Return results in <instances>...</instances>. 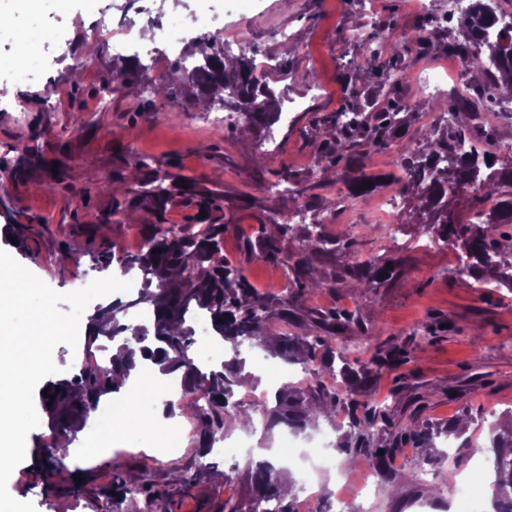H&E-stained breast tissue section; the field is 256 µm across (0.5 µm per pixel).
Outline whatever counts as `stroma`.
<instances>
[{"label": "stroma", "instance_id": "obj_1", "mask_svg": "<svg viewBox=\"0 0 512 512\" xmlns=\"http://www.w3.org/2000/svg\"><path fill=\"white\" fill-rule=\"evenodd\" d=\"M451 0H0V83L13 85V100L0 101V167L15 166L25 152L36 151L61 160L66 170L56 184L47 169L29 167L15 183L0 186V250L53 290L70 293L91 282L119 276L118 257L135 251L144 239V226L153 215L149 204L136 209L138 223L110 225L106 236L94 233L97 218L112 209V179L131 174L139 163L154 167L174 164L187 184L219 193L229 229L224 235L225 260L242 269L250 284L272 298L295 291L289 267L248 257L245 243L261 225L282 221L296 205L305 206L336 242L333 253L311 249L305 225H295L284 243L288 254L310 253L318 277L328 288L305 294L289 323L272 322V333L301 336L313 333L310 312L353 316L354 322L337 333L333 348L350 346V359L367 360L375 348L405 347L409 361L384 371L373 385L375 402L385 405L395 420L419 418L432 425L467 421L465 433L453 448L463 473L477 472L475 449L487 447L490 414L512 409V292L504 288H476L458 274L452 247L427 245L423 217L411 196H404L389 219L396 239L372 234L368 225L379 220L384 194L402 176L400 147L418 151L426 146L428 128L439 135L464 130L479 140H500L501 162H512V112L494 114V102L482 96L481 82L468 71L455 73L445 89H421L417 75L429 67H453L449 42L462 40L459 25L447 19ZM142 30L185 29L190 37L214 35L239 28L258 60H287L289 75L276 83L288 101V121L278 127L277 142L266 133L241 132L235 113L215 117L198 106L174 115L155 111L151 87L158 74L142 68L137 80L123 84L112 78L116 52L85 39L87 30L118 35L130 21ZM425 26L432 40L421 51H409L398 64L402 76L393 89L383 88L375 76L387 56L374 57L368 44L385 36H400ZM59 85L64 97L49 92ZM419 97L435 101L434 123H426L411 104ZM394 99L405 136L386 141L369 160L360 147L337 142L344 159L331 173L314 165L316 146L336 140V117L348 109L368 115L377 105ZM476 102V119L447 124L444 113L458 100ZM495 123H487L489 115ZM378 176L376 188L355 199L348 181L361 175ZM290 176L292 190L278 185ZM111 265L100 270L99 254ZM395 263L393 277L370 288L338 280L352 260ZM245 370L254 379L235 401L261 419L273 406L269 375L297 383L301 367L274 356L262 347L242 343ZM142 382L134 374L127 389L105 393L116 405L133 403L144 432H124L113 453L95 450V439L110 436L96 413L77 419L64 431L48 417L26 440V457L12 472L7 488L12 497L31 502L36 512H224L225 503L248 506L252 485L251 460L279 455L291 441L307 455L305 465H290L292 481L310 469L311 483L336 489V470L345 456L337 444L345 424L343 414L321 422L313 431L293 437L284 429L233 430L210 454L199 457L195 442L182 452H165V427L160 405L171 399L161 386L149 401L136 399ZM68 442L65 469L90 480L88 493H66L46 485L40 469L51 440ZM426 452L405 443L391 460L398 493L375 496L366 512H466L465 502H450L433 493L448 482L447 460L425 464ZM133 469L151 495L125 497L112 491V465ZM192 478L184 487L183 478Z\"/></svg>", "mask_w": 512, "mask_h": 512}]
</instances>
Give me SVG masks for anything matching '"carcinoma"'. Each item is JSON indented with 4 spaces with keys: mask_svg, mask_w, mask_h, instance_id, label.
Segmentation results:
<instances>
[{
    "mask_svg": "<svg viewBox=\"0 0 512 512\" xmlns=\"http://www.w3.org/2000/svg\"><path fill=\"white\" fill-rule=\"evenodd\" d=\"M497 24L495 4L477 0L473 9L464 15L466 36L463 41L448 45V50L457 53L466 61V66L477 69L488 83V95L497 91L512 90V43L493 40L490 30ZM428 41L423 28L412 29L402 38L389 41L385 49L391 56L400 58L403 52ZM207 51L202 53V63L188 74L181 68L178 78L160 76L153 93L160 99L161 108L167 112H185L200 102L212 105L221 103L245 116L246 127L264 129L278 100L271 81L259 75L255 59L242 53L235 67L224 64V54L218 50L216 39L204 41ZM141 65L134 59L114 63L116 79H127L136 74ZM344 121L341 133H360L366 146V156H371L384 140L400 136L401 123L397 113H386L380 122L369 125L357 111L342 112ZM464 132L451 141L438 139L429 144L422 156L402 155L403 170L410 175L405 188L420 194L432 208L448 207V196L460 189L478 185L486 195L499 197V209L488 215L481 224L464 221L443 213L439 220L425 225L426 233L446 243H461L464 265L459 272L471 278L477 285L503 287L512 292V247L504 242L512 241V165L498 164V156L491 160L478 161L458 155L457 147ZM341 156L335 148L326 144L315 155V164L335 166ZM180 176L167 170L153 168L147 163L139 167L135 181L139 186H153L146 192L155 221L147 225L145 246L135 253H127L120 259V271L127 273L137 269L143 273L140 288L126 302L111 303L96 310L91 323L102 327L100 334H89L83 346H96L99 336L110 340L122 337L118 352L112 355L110 366L98 370H83L72 381L55 384L46 401L50 406L46 412L57 427L65 428L68 422L87 411L102 394L114 390L117 377L126 378L135 368V351L131 342L141 345V354L156 359V363L167 374L180 373L181 396L178 402L167 404L165 415L171 416L177 408L194 406L204 402L200 422L198 453L204 457L210 453L215 442L224 432L236 426L252 424L250 413L232 401L238 386L245 360L241 358L240 343L247 341L255 346L271 348L276 355L288 362L306 365L322 352L320 369L314 371V384L307 390L296 388L277 394L276 406L265 410V428L272 430L284 427L294 434H303L318 426L319 418L311 415L316 405L324 406L322 419L330 422L339 409L347 411L349 434L340 442L347 463L356 466L363 463L384 475V492L391 494L396 479L387 474L391 449L376 445L372 441L373 431L392 430L389 412L369 399H359L354 392L341 396L335 388L322 382L326 375L341 378L348 386H364L375 383L387 366L407 363V355L401 350L376 349L367 363L351 365L347 354L336 352L327 340L336 335V329L351 322V318L334 312L309 315L310 321L319 327L322 336H285L270 344L268 322L279 317L283 320L294 314L296 300L292 298L271 299L260 294L248 282L242 270L225 262L222 250L224 233L229 224L224 216L223 199L210 189H198L191 194L188 205L196 208L189 225L179 227L164 219L168 202L174 198L173 189L178 186ZM137 207L130 199L122 205L113 199L112 211L100 215L99 229L114 223V217L125 214L127 208ZM206 217H200L201 213ZM277 232L270 234L261 230L249 241L246 251L249 256L266 261L280 262L290 267L293 280L300 290L317 291L330 287L325 280L313 277L312 262L304 254L296 258L284 252L282 242L291 234L290 224L276 225ZM159 253L152 254L153 250ZM390 279L393 270L382 265L371 268L364 263H353L344 268L342 278L359 285L380 283V275ZM141 304L153 307L152 326H132L122 322L129 310ZM193 311L206 314L217 338L231 344L232 354L221 367L206 373L201 371L189 357L192 331L187 316ZM156 345L152 349L146 343ZM450 427L432 429L424 423L413 421L397 429L392 446L410 440L419 448H434L436 453L427 461L437 460L445 451L436 448V439L448 435ZM490 453L493 457L494 481L492 497L498 498L512 488V423L505 426L500 416L492 415L490 423ZM66 449H53L46 461V477H53L64 468ZM254 496L248 512H296L295 496L284 497L287 469L277 467L267 460L251 463ZM112 483L124 495L136 496L147 493L131 469L114 465Z\"/></svg>",
    "mask_w": 512,
    "mask_h": 512,
    "instance_id": "obj_1",
    "label": "carcinoma"
}]
</instances>
